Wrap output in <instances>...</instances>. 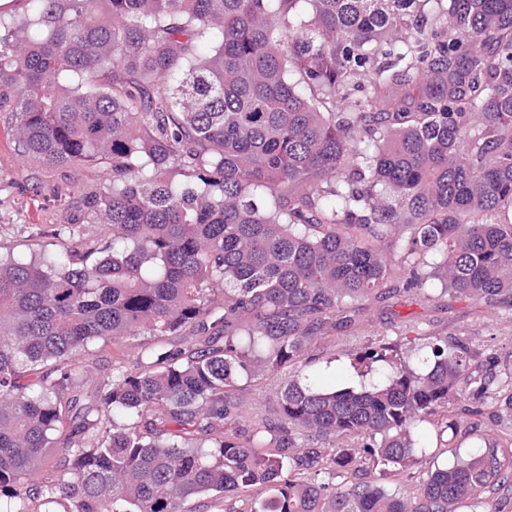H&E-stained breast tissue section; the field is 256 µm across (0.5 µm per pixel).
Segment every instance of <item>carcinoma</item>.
<instances>
[{
	"label": "carcinoma",
	"instance_id": "1",
	"mask_svg": "<svg viewBox=\"0 0 512 512\" xmlns=\"http://www.w3.org/2000/svg\"><path fill=\"white\" fill-rule=\"evenodd\" d=\"M24 2L0 112L56 210L0 257V512H477L512 479V363L473 378L446 336L418 369L366 348L389 371L359 390L294 379L239 428L241 379L362 297L512 298V0ZM97 341L136 354L89 387ZM486 415L507 437L414 496L368 480L417 463L419 423L448 446Z\"/></svg>",
	"mask_w": 512,
	"mask_h": 512
}]
</instances>
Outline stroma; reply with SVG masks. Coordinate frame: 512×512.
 Masks as SVG:
<instances>
[{
    "label": "stroma",
    "mask_w": 512,
    "mask_h": 512,
    "mask_svg": "<svg viewBox=\"0 0 512 512\" xmlns=\"http://www.w3.org/2000/svg\"><path fill=\"white\" fill-rule=\"evenodd\" d=\"M33 174V169L19 167L0 129V249L19 260L28 259L34 250L28 228L50 223L54 213L51 186H44L38 197L28 193ZM363 306L358 324L331 332L301 362L255 380H241L246 404L265 414L275 412L283 385L297 375L327 385L359 387L364 378H377L386 369L385 364H375L364 377L354 365L355 354L372 343L415 349L436 335L467 339L482 362L512 353V310L503 306L488 311L467 298L440 291L429 298L410 293L369 299Z\"/></svg>",
    "instance_id": "1"
}]
</instances>
